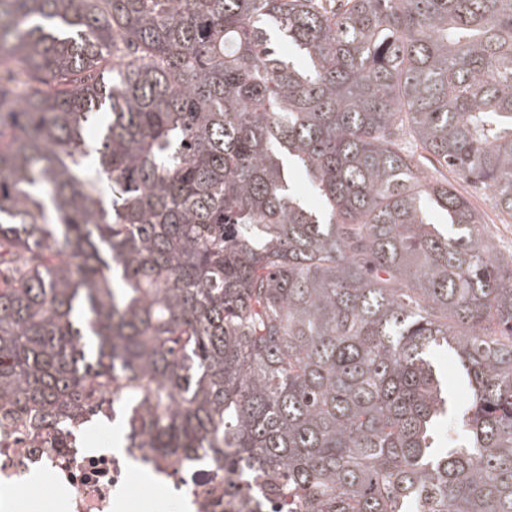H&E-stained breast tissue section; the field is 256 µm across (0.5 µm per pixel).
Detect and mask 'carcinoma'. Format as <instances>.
I'll use <instances>...</instances> for the list:
<instances>
[{"mask_svg": "<svg viewBox=\"0 0 512 512\" xmlns=\"http://www.w3.org/2000/svg\"><path fill=\"white\" fill-rule=\"evenodd\" d=\"M418 148L512 216V0H0V409L512 512V259Z\"/></svg>", "mask_w": 512, "mask_h": 512, "instance_id": "carcinoma-1", "label": "carcinoma"}]
</instances>
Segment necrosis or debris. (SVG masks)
I'll use <instances>...</instances> for the list:
<instances>
[{"mask_svg":"<svg viewBox=\"0 0 512 512\" xmlns=\"http://www.w3.org/2000/svg\"><path fill=\"white\" fill-rule=\"evenodd\" d=\"M96 432L91 426L71 437L36 433L24 420L0 411V498L10 502L4 512L37 500L43 487L59 492L60 512H112L139 472L149 474L150 486L175 502L179 512H241L246 505L237 494L245 479L217 469L204 449L115 450L103 439L92 451L86 443Z\"/></svg>","mask_w":512,"mask_h":512,"instance_id":"necrosis-or-debris-1","label":"necrosis or debris"}]
</instances>
